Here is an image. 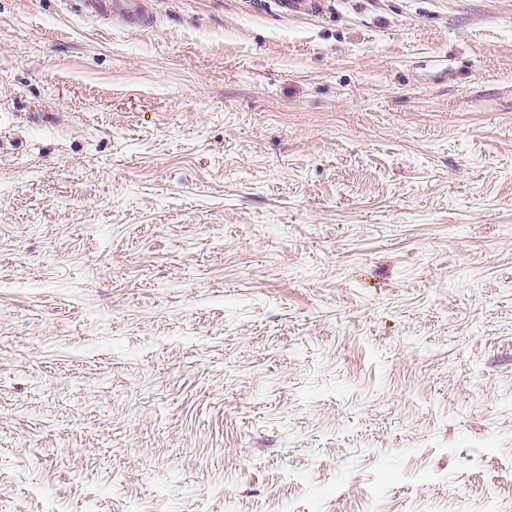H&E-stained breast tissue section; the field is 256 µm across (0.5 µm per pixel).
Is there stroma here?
<instances>
[{
	"label": "stroma",
	"mask_w": 512,
	"mask_h": 512,
	"mask_svg": "<svg viewBox=\"0 0 512 512\" xmlns=\"http://www.w3.org/2000/svg\"><path fill=\"white\" fill-rule=\"evenodd\" d=\"M0 0V512H512V0Z\"/></svg>",
	"instance_id": "stroma-1"
}]
</instances>
